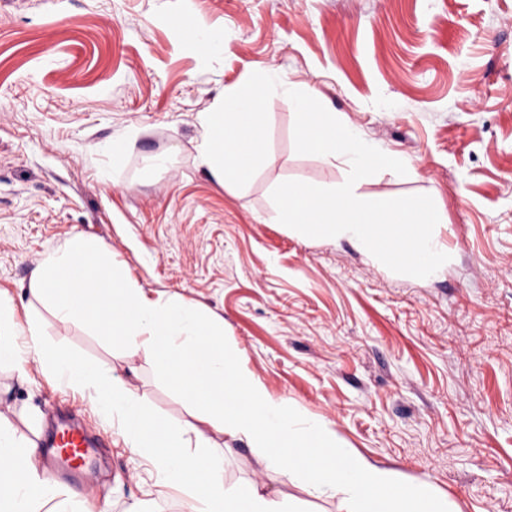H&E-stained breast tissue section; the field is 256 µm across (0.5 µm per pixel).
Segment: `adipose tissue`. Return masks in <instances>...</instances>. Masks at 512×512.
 I'll list each match as a JSON object with an SVG mask.
<instances>
[{
  "instance_id": "1",
  "label": "adipose tissue",
  "mask_w": 512,
  "mask_h": 512,
  "mask_svg": "<svg viewBox=\"0 0 512 512\" xmlns=\"http://www.w3.org/2000/svg\"><path fill=\"white\" fill-rule=\"evenodd\" d=\"M55 493L53 480L35 467L31 448L0 426V512H41Z\"/></svg>"
}]
</instances>
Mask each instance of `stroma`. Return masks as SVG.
I'll list each match as a JSON object with an SVG mask.
<instances>
[{
    "label": "stroma",
    "mask_w": 512,
    "mask_h": 512,
    "mask_svg": "<svg viewBox=\"0 0 512 512\" xmlns=\"http://www.w3.org/2000/svg\"><path fill=\"white\" fill-rule=\"evenodd\" d=\"M223 33L203 53L183 24ZM317 89L328 111L407 160L359 187L426 194L447 217L448 263L392 272L346 240L277 219L272 190L332 186L346 169L295 150L287 96L268 104V157L245 187L203 164L198 116L252 73ZM124 150L113 156L112 143ZM80 232L152 299L223 319L237 356L276 398L332 423L349 448L425 483L452 512H512V0H0V295L154 410L191 421L153 362L57 320L33 269ZM103 442L90 477L57 479L50 512H188L96 411L89 391L0 367V425L34 445L57 415ZM224 483H257L308 512L333 495L259 466L215 437Z\"/></svg>",
    "instance_id": "1"
}]
</instances>
